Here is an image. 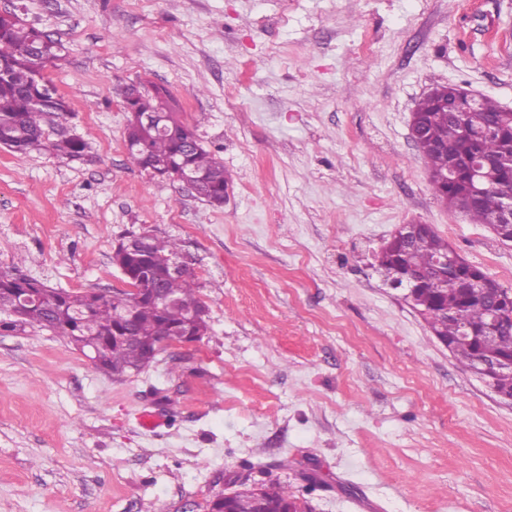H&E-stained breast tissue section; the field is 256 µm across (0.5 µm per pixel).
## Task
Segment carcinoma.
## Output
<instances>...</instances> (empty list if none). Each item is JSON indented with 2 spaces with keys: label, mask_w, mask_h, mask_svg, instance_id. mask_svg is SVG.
<instances>
[{
  "label": "carcinoma",
  "mask_w": 512,
  "mask_h": 512,
  "mask_svg": "<svg viewBox=\"0 0 512 512\" xmlns=\"http://www.w3.org/2000/svg\"><path fill=\"white\" fill-rule=\"evenodd\" d=\"M64 44L46 32L31 27L16 13L0 16V143L19 155L45 150L70 161L85 156L89 143L68 129L71 112L56 95L45 76L47 66L62 58ZM448 105L425 98L417 106L427 145L421 158L431 173L448 169V159H463L473 153L499 157L503 167L486 175L487 188L476 190L465 175L445 183L431 181L433 193L448 199V208L460 211L473 224L499 227L501 240L512 237V224L496 225L502 197L512 190V117L489 98L476 109L459 104L458 87H447ZM139 109L162 118L158 126L147 127L131 117L126 141L144 156V169L160 171L184 168L199 179L193 194L220 208L231 178L216 155L200 147L189 150L185 137L193 128L177 117L166 90L139 101ZM450 249L448 241L427 224L410 231L405 243L392 242L378 253L380 265L401 268L420 278L414 310L437 339L448 342L456 360L473 370L483 361L494 364L512 361V311L506 303L511 293L492 278L473 288L467 277L455 274L448 279L432 277L436 260ZM179 256V243L149 237L145 247L112 257L116 265L137 270L146 268L160 278L174 302L162 308L149 297L138 299L129 311L91 293H75L53 288L21 273H0V328L23 331L27 327L47 330L80 349L94 346L100 354L97 367L122 378L140 372L151 359L145 345L150 341H177L192 311L205 308L198 297L194 276H170L171 262ZM31 288L39 304L33 306L14 295ZM501 312L491 323V313ZM489 385L499 394L512 395V369L492 373ZM262 497L272 506L290 503L293 512H304L291 490L278 483L260 485Z\"/></svg>",
  "instance_id": "1"
}]
</instances>
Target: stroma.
<instances>
[{"instance_id":"obj_1","label":"stroma","mask_w":512,"mask_h":512,"mask_svg":"<svg viewBox=\"0 0 512 512\" xmlns=\"http://www.w3.org/2000/svg\"><path fill=\"white\" fill-rule=\"evenodd\" d=\"M5 11L66 46L46 74L91 147L0 148V272L108 294L117 240L172 238L209 329L122 381L48 331L0 329V512H207L241 479L287 485L311 512H512V401L372 266L399 225L429 224L512 289V242L436 199L409 130L439 85L512 108V0ZM132 83L166 88L223 161L224 207L131 159Z\"/></svg>"}]
</instances>
